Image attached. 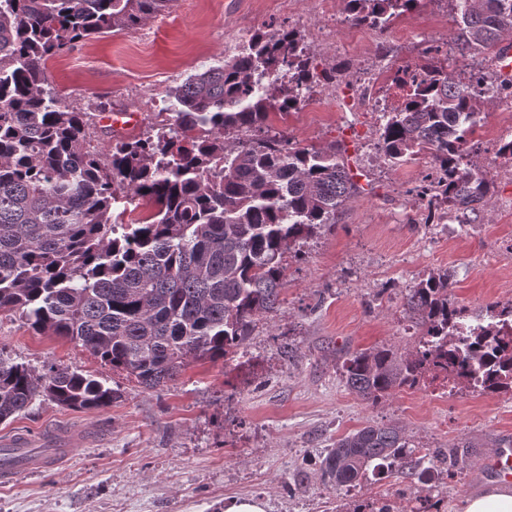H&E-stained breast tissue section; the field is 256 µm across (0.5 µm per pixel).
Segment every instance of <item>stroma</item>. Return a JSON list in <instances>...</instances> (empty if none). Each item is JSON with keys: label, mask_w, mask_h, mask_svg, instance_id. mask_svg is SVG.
I'll list each match as a JSON object with an SVG mask.
<instances>
[{"label": "stroma", "mask_w": 512, "mask_h": 512, "mask_svg": "<svg viewBox=\"0 0 512 512\" xmlns=\"http://www.w3.org/2000/svg\"><path fill=\"white\" fill-rule=\"evenodd\" d=\"M282 24L300 30L324 83L312 105L273 113L270 126L304 146H341L357 192L337 223L287 250L280 304L258 318L243 353L190 362L166 387L143 389L67 339L0 312L1 352L35 373L62 365L121 393L111 407L86 411L39 397L0 423V441L85 434L57 469L0 483V512H218L244 497L262 499L266 512H371L383 501L409 512L416 482L404 474L372 476L349 492L322 479L326 448L373 423L403 427L424 454L470 445V463L433 488L426 512H460L490 483L476 463L512 437V392L461 383L447 397L424 381L372 406L346 388L341 370L347 353L415 349L424 329L405 295L430 273L447 272L448 302L467 314L512 301V166L496 156L512 136V101L485 107L471 136L491 183L474 223L445 227L446 204L416 196L429 159L394 167L375 149L379 112L364 80L422 63L431 49L454 51L442 0H420L383 31L348 21L342 0L326 13L318 0H175L133 32L71 45L47 73L96 129L106 113L124 112L132 124L120 137L138 139L168 110L170 90L236 55L245 35Z\"/></svg>", "instance_id": "stroma-1"}]
</instances>
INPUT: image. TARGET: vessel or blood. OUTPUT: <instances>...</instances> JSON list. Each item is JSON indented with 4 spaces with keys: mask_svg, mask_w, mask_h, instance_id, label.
<instances>
[{
    "mask_svg": "<svg viewBox=\"0 0 512 512\" xmlns=\"http://www.w3.org/2000/svg\"><path fill=\"white\" fill-rule=\"evenodd\" d=\"M78 440L75 434L56 433L38 441L26 436L5 442L0 447V478L9 481L53 469L67 459ZM481 468L494 475L512 473V448L498 449L492 457L483 459Z\"/></svg>",
    "mask_w": 512,
    "mask_h": 512,
    "instance_id": "1",
    "label": "vessel or blood"
}]
</instances>
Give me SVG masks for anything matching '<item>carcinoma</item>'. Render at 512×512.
Wrapping results in <instances>:
<instances>
[{"mask_svg":"<svg viewBox=\"0 0 512 512\" xmlns=\"http://www.w3.org/2000/svg\"><path fill=\"white\" fill-rule=\"evenodd\" d=\"M173 0H0V311L39 334L65 338L112 369L157 389L191 360L217 361L271 313L283 286V254L337 222L356 190L341 149L301 146L269 134V114L295 110L315 83L307 46L282 26L253 35L232 59L192 74L174 90L173 122L154 136L92 145L90 115L64 105L46 60L102 34L130 33ZM348 19L384 29L419 0H345ZM461 57L512 36V0H448ZM455 75L430 56L418 76L396 77L403 103L380 115L377 149L393 166L420 156L435 177L415 188L448 202L463 224L478 216L490 183L469 136L481 107L512 83ZM138 198L155 204L126 219ZM448 273L408 289V311L440 342L402 354L356 351L341 365L347 388L377 404L413 387L438 364L484 372L486 389L512 390V328L495 302L475 316L492 321L465 338L462 311L448 304ZM43 397L71 410H101L120 398L90 374L51 364L39 375L0 352V422ZM452 449L430 456L466 463ZM404 429L366 426L336 441L322 477L350 490L398 471L431 481Z\"/></svg>","mask_w":512,"mask_h":512,"instance_id":"carcinoma-1","label":"carcinoma"}]
</instances>
